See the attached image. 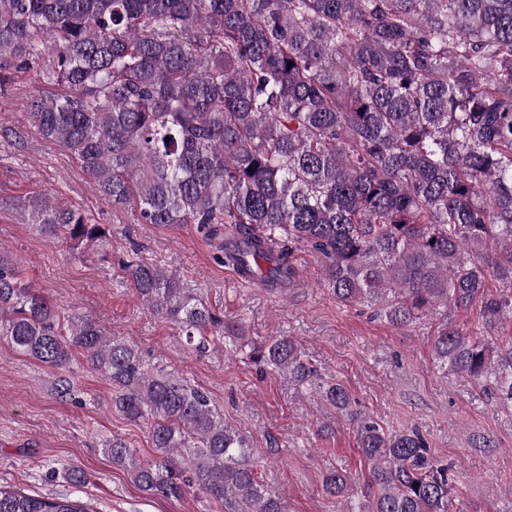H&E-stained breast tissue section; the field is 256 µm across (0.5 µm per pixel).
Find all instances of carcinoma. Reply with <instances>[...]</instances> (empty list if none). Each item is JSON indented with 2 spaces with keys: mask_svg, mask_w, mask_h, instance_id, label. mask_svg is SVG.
Returning <instances> with one entry per match:
<instances>
[{
  "mask_svg": "<svg viewBox=\"0 0 512 512\" xmlns=\"http://www.w3.org/2000/svg\"><path fill=\"white\" fill-rule=\"evenodd\" d=\"M52 66L27 102L112 203L142 224L234 226L224 261L294 285V249L325 259L344 304L407 326L435 314L432 352L512 400V336L491 344L448 320L480 304L512 322V0H0V92ZM40 232L77 249L107 235L78 211L29 200ZM136 295L203 353L224 321L156 267L125 262ZM498 291L490 290V282ZM0 336L48 368L81 353L112 384V408L149 420L155 461L120 438L112 463L150 495L197 486L223 512H288L260 480L248 438L209 397L163 374L91 319L60 327L55 305L0 251ZM248 357L286 370L356 421L368 476L348 512H454L448 466L415 432L355 415L319 384L295 339ZM52 472L72 486L82 472ZM326 491L349 496L330 471ZM0 512H92L67 495L0 486Z\"/></svg>",
  "mask_w": 512,
  "mask_h": 512,
  "instance_id": "1",
  "label": "carcinoma"
}]
</instances>
